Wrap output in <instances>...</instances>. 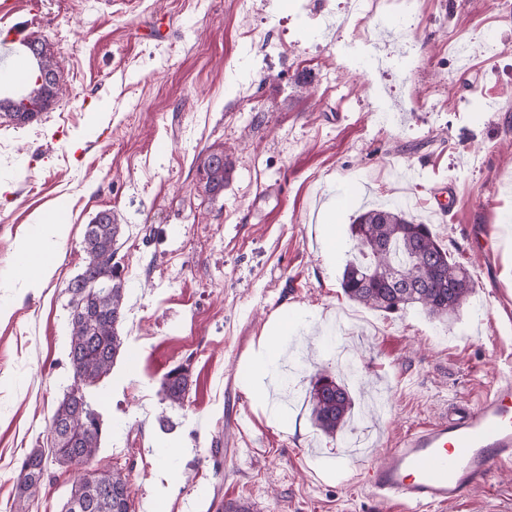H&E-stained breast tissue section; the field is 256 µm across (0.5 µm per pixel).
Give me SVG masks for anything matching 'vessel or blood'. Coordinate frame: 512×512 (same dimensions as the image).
Instances as JSON below:
<instances>
[{
  "label": "vessel or blood",
  "mask_w": 512,
  "mask_h": 512,
  "mask_svg": "<svg viewBox=\"0 0 512 512\" xmlns=\"http://www.w3.org/2000/svg\"><path fill=\"white\" fill-rule=\"evenodd\" d=\"M28 38L26 29L17 28L0 40L1 88L24 84L20 47ZM511 463L512 381L502 379L476 401L405 431L395 448L370 460L360 480L373 497L395 504L399 512H436Z\"/></svg>",
  "instance_id": "vessel-or-blood-1"
}]
</instances>
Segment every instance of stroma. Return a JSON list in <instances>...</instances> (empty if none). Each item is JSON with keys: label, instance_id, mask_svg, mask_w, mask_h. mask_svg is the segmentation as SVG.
Listing matches in <instances>:
<instances>
[{"label": "stroma", "instance_id": "1", "mask_svg": "<svg viewBox=\"0 0 512 512\" xmlns=\"http://www.w3.org/2000/svg\"><path fill=\"white\" fill-rule=\"evenodd\" d=\"M0 40L26 22L51 43L63 100L22 127L0 123V512H15L22 459L49 445L72 383L68 282L86 224L101 209L123 226L115 260L126 282L124 346L87 392L103 420L91 468H115L135 512H397L373 498L357 466L332 471L359 439L373 453L455 403L512 376V22L505 0H385L411 10L413 61L356 74L364 53L348 0H16ZM456 35L471 61L441 52ZM393 109L384 119L383 109ZM224 147L234 166L209 200L198 165ZM416 180H407L408 169ZM456 197H449V186ZM357 204L336 219L331 201ZM66 202L54 273L27 272L42 216ZM403 202L431 225L475 288L452 322L349 300L340 280L360 205ZM492 227L477 243L481 225ZM291 390L270 421L245 388L271 322ZM335 336L334 347L323 344ZM189 370L175 404L160 390ZM346 380L354 417L344 437L318 429L317 370ZM78 469L50 463L28 512H62ZM438 512H512V470ZM188 370L177 366L169 370L160 382V389L172 403H182L189 392Z\"/></svg>", "mask_w": 512, "mask_h": 512}]
</instances>
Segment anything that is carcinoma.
I'll return each mask as SVG.
<instances>
[{"label":"carcinoma","mask_w":512,"mask_h":512,"mask_svg":"<svg viewBox=\"0 0 512 512\" xmlns=\"http://www.w3.org/2000/svg\"><path fill=\"white\" fill-rule=\"evenodd\" d=\"M28 55L31 91L20 98L0 99V118L23 126L48 111L63 95L54 55L47 39L33 37ZM232 161L224 148H211L200 160L203 193L215 200L231 180ZM122 225L117 213L98 211L86 225L84 265L66 288L70 296L72 332L69 359L73 384L59 402L50 423L51 456L32 450L22 461L16 478V512L36 495L46 463L90 461L98 451L102 427L99 413L86 399V387L107 377L123 346L119 328L125 315V288L115 245ZM350 259L340 286L349 300L360 305L397 312L419 307L429 317L447 320L467 301L474 281L466 268L451 260L448 249L427 224L409 218L398 205L360 212L350 227ZM188 370L177 366L160 382L173 403L189 392ZM312 415L325 433L342 432L353 413V399L344 381L326 372L316 373L311 388ZM97 486L83 481L72 486L69 500L84 505L80 512H132L128 480L119 471L93 473Z\"/></svg>","instance_id":"1"}]
</instances>
